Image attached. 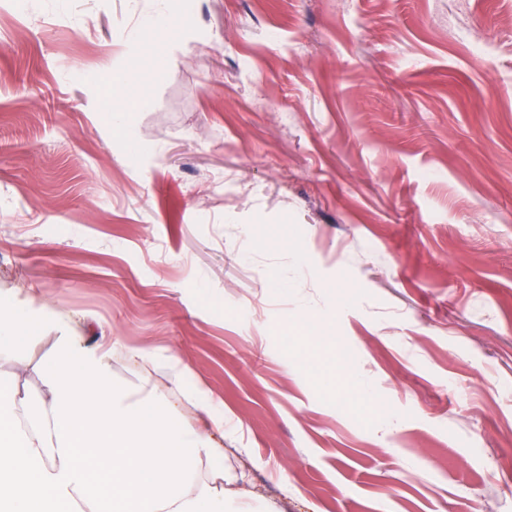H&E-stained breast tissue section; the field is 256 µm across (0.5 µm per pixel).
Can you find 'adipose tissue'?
<instances>
[{
  "mask_svg": "<svg viewBox=\"0 0 512 512\" xmlns=\"http://www.w3.org/2000/svg\"><path fill=\"white\" fill-rule=\"evenodd\" d=\"M56 332L48 397H21L0 377V512H249L227 476L218 491L200 471L223 456L224 414L186 393L192 424L160 386L143 397L112 379L117 342L91 349L37 300L0 298V361L23 341Z\"/></svg>",
  "mask_w": 512,
  "mask_h": 512,
  "instance_id": "obj_1",
  "label": "adipose tissue"
}]
</instances>
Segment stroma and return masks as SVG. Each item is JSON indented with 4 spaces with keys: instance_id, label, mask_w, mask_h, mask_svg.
Returning <instances> with one entry per match:
<instances>
[{
    "instance_id": "obj_1",
    "label": "stroma",
    "mask_w": 512,
    "mask_h": 512,
    "mask_svg": "<svg viewBox=\"0 0 512 512\" xmlns=\"http://www.w3.org/2000/svg\"><path fill=\"white\" fill-rule=\"evenodd\" d=\"M169 6L0 0V296L178 356L277 512H512V0ZM168 21L169 13L166 7L158 9L142 18L139 29L130 35V39L135 41L144 36L158 34L166 28Z\"/></svg>"
}]
</instances>
